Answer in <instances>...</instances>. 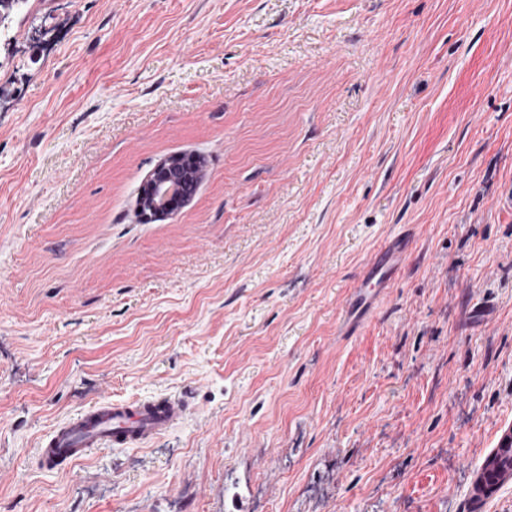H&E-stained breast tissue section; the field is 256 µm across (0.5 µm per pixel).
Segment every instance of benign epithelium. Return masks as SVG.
<instances>
[{"instance_id":"7a95c632","label":"benign epithelium","mask_w":512,"mask_h":512,"mask_svg":"<svg viewBox=\"0 0 512 512\" xmlns=\"http://www.w3.org/2000/svg\"><path fill=\"white\" fill-rule=\"evenodd\" d=\"M204 172V158L197 154H174L161 159L141 189L137 204L140 219L158 221L184 206L189 200L183 192L185 184L199 182Z\"/></svg>"}]
</instances>
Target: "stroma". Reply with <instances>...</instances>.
Returning <instances> with one entry per match:
<instances>
[{"label":"stroma","mask_w":512,"mask_h":512,"mask_svg":"<svg viewBox=\"0 0 512 512\" xmlns=\"http://www.w3.org/2000/svg\"><path fill=\"white\" fill-rule=\"evenodd\" d=\"M0 43V512H512V0H28ZM191 202L137 213L155 164ZM411 231L357 335L346 294ZM147 445L46 472L101 398ZM204 172V158L197 154H174L161 159L141 189L137 204L140 219L149 223L158 221L187 204L185 184L197 183L189 190L191 197ZM179 399L114 402L102 400L59 425L38 448L42 469L85 457L93 448L142 444L162 436L185 414ZM495 458V454H492L489 459L487 457L481 468L478 470V475L471 484L473 497L479 498L480 500L492 498L497 494L498 490L504 483L512 480L510 470L501 473L493 469L492 466L486 464L487 459L491 461Z\"/></svg>","instance_id":"35a3bbf8"}]
</instances>
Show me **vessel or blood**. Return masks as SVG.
I'll use <instances>...</instances> for the list:
<instances>
[{
    "label": "vessel or blood",
    "mask_w": 512,
    "mask_h": 512,
    "mask_svg": "<svg viewBox=\"0 0 512 512\" xmlns=\"http://www.w3.org/2000/svg\"><path fill=\"white\" fill-rule=\"evenodd\" d=\"M407 243L405 236L391 237L366 260L347 296L350 305L367 310L383 299L393 283ZM184 414L185 404L179 399L99 401L46 436L38 450L41 467L56 470L61 464L85 457L94 448L154 440L178 423ZM511 480L512 474L482 465L471 485L472 495L482 500L492 498L504 483Z\"/></svg>",
    "instance_id": "obj_1"
}]
</instances>
